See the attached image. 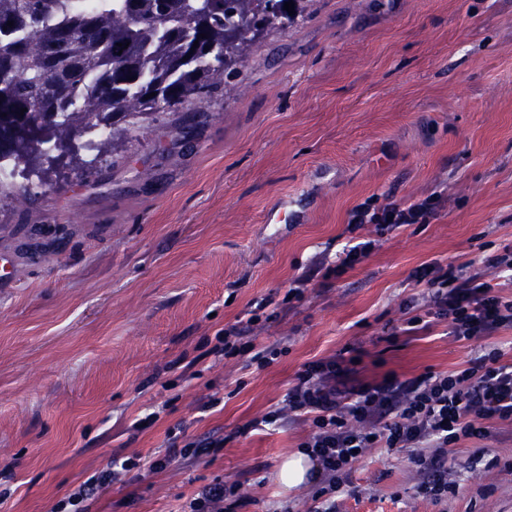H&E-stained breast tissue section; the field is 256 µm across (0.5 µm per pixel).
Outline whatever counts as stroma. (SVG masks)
<instances>
[{
	"label": "stroma",
	"instance_id": "35a3bbf8",
	"mask_svg": "<svg viewBox=\"0 0 512 512\" xmlns=\"http://www.w3.org/2000/svg\"><path fill=\"white\" fill-rule=\"evenodd\" d=\"M236 89L127 131L124 157L15 177L0 197V512H51L115 458L166 459L112 485L91 512H175L196 489L241 484L238 512H306L310 487L277 473L308 424L250 429L303 366L343 358L356 378L512 357V331L462 342L424 315L410 275L512 247V0H317L300 28L254 46ZM446 204L379 235L354 270L284 303L289 278L345 244L357 204ZM277 345L271 364L214 350L224 326ZM217 400L208 408L209 400ZM157 413L143 430L135 419ZM223 447L181 455L185 442ZM512 426L448 451L458 484L417 497L406 453L369 449L341 512H512Z\"/></svg>",
	"mask_w": 512,
	"mask_h": 512
}]
</instances>
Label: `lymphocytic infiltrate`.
I'll use <instances>...</instances> for the list:
<instances>
[{
    "mask_svg": "<svg viewBox=\"0 0 512 512\" xmlns=\"http://www.w3.org/2000/svg\"><path fill=\"white\" fill-rule=\"evenodd\" d=\"M442 194L416 201H391L382 207L362 203L348 213V229L376 225L392 232L410 224L428 223L445 206ZM374 240L346 244L336 254H319L312 265L288 280V293L302 298L312 282L339 278L375 248ZM411 282L427 307L426 315L447 321L458 341L479 340L512 329V298L500 296L473 264L420 265ZM308 422L311 431L301 443L318 466L317 484L308 512H338L341 497L352 485L353 465L369 448H394L408 455L417 482L416 494L439 504L456 492L448 480V450L461 441L485 439L494 425H512V364L491 349L454 372L426 371L402 378L356 384L349 368L330 357L305 364L282 402L258 425L279 427L288 421ZM164 460L134 456L115 460L58 503L63 512H88L87 503L131 471L154 472ZM241 487L221 480L201 487L178 512H236Z\"/></svg>",
    "mask_w": 512,
    "mask_h": 512,
    "instance_id": "lymphocytic-infiltrate-1",
    "label": "lymphocytic infiltrate"
}]
</instances>
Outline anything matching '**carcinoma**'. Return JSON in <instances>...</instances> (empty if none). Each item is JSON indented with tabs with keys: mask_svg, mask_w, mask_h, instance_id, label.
<instances>
[{
	"mask_svg": "<svg viewBox=\"0 0 512 512\" xmlns=\"http://www.w3.org/2000/svg\"><path fill=\"white\" fill-rule=\"evenodd\" d=\"M75 2L0 0V95L23 121L19 131L0 121V157L26 169L51 160L43 145L65 149L98 121L112 125L98 154L119 155L118 124L139 129L227 87L253 45L299 26L315 0H105L96 11ZM220 49L228 60L212 59Z\"/></svg>",
	"mask_w": 512,
	"mask_h": 512,
	"instance_id": "cac0c4a2",
	"label": "carcinoma"
}]
</instances>
